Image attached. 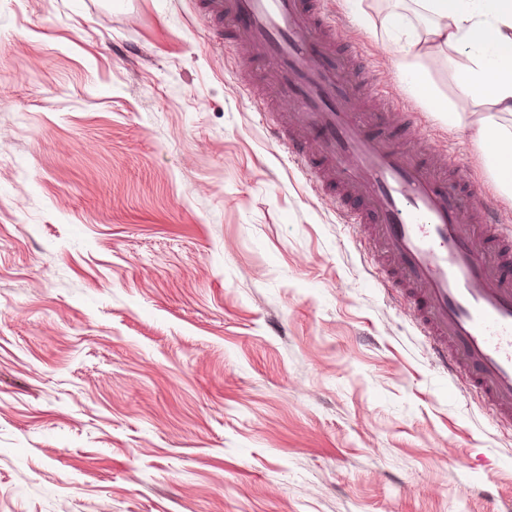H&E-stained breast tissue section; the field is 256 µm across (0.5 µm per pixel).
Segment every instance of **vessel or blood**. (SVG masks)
Returning a JSON list of instances; mask_svg holds the SVG:
<instances>
[{
	"instance_id": "b4317fda",
	"label": "vessel or blood",
	"mask_w": 512,
	"mask_h": 512,
	"mask_svg": "<svg viewBox=\"0 0 512 512\" xmlns=\"http://www.w3.org/2000/svg\"><path fill=\"white\" fill-rule=\"evenodd\" d=\"M226 22L244 19L241 46L265 65L271 93L293 111L275 122L306 173L330 172L362 210L364 226L393 263L387 278L430 339L443 372L463 378L499 422L512 424V277L503 273L512 227L471 182L449 183L388 134L397 114L385 88L360 83L332 44L339 26L319 0H209Z\"/></svg>"
}]
</instances>
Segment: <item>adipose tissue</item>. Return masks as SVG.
<instances>
[{"label": "adipose tissue", "mask_w": 512, "mask_h": 512, "mask_svg": "<svg viewBox=\"0 0 512 512\" xmlns=\"http://www.w3.org/2000/svg\"><path fill=\"white\" fill-rule=\"evenodd\" d=\"M383 29L404 89L449 125L472 126L497 190L512 197V0H394ZM430 42L441 57H428ZM441 64L456 96L435 85Z\"/></svg>", "instance_id": "ef3b65f1"}]
</instances>
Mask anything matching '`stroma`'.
Listing matches in <instances>:
<instances>
[{
  "label": "stroma",
  "mask_w": 512,
  "mask_h": 512,
  "mask_svg": "<svg viewBox=\"0 0 512 512\" xmlns=\"http://www.w3.org/2000/svg\"><path fill=\"white\" fill-rule=\"evenodd\" d=\"M205 0H0V512H512V427L452 389L364 230L271 135ZM401 85L392 0H323Z\"/></svg>",
  "instance_id": "obj_1"
}]
</instances>
